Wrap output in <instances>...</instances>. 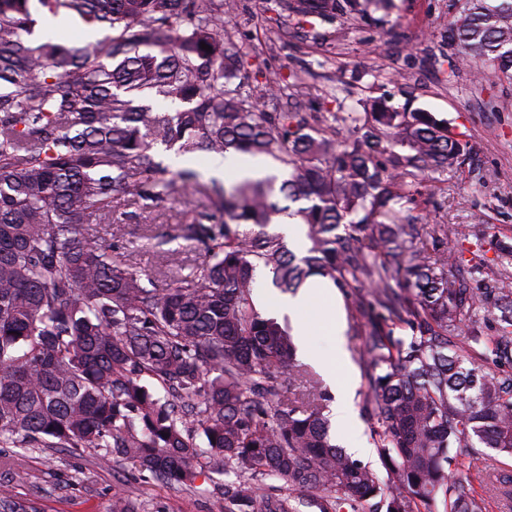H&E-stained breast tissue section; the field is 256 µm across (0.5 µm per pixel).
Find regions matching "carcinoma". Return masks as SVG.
I'll return each instance as SVG.
<instances>
[{
	"instance_id": "obj_1",
	"label": "carcinoma",
	"mask_w": 512,
	"mask_h": 512,
	"mask_svg": "<svg viewBox=\"0 0 512 512\" xmlns=\"http://www.w3.org/2000/svg\"><path fill=\"white\" fill-rule=\"evenodd\" d=\"M110 33L86 48L31 41V2ZM303 20H348L389 0H274ZM230 0H0V447L93 450L167 484L228 476L224 512H296L259 478L311 489L321 512H484L454 472L453 448L480 444L485 465L512 458V288L455 250L446 224H412L423 176L457 168L468 143L431 113L383 98L362 112L311 118L264 112L273 82L243 90L224 37ZM479 78L512 81V0H465L450 31ZM212 50L206 51L201 44ZM174 159L239 155L286 177L199 181ZM204 189L172 239L200 252L166 280L131 264L93 224L138 218L175 185ZM295 218L309 247L270 230ZM281 294L312 276L339 288L363 321L371 368L365 401L386 470L331 443L329 395L301 373L296 346L254 303L257 271ZM490 310L498 335L475 328ZM110 512H138L112 495Z\"/></svg>"
}]
</instances>
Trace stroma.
<instances>
[{
    "mask_svg": "<svg viewBox=\"0 0 512 512\" xmlns=\"http://www.w3.org/2000/svg\"><path fill=\"white\" fill-rule=\"evenodd\" d=\"M233 3L225 35L242 54L249 85L275 81L285 88L266 102L265 111L356 112L361 99L385 95L394 106L410 102L448 120L471 145V158L460 168L430 175L422 187L427 205L406 206L405 213L418 224L466 225V259L502 264L512 273V261L501 263L496 249L502 241L512 244V83L455 70L457 48L448 30L464 0H394L389 15L331 23L301 22L271 10L268 0ZM301 71L308 74L305 85L291 88L293 74ZM202 202L199 193L177 189L154 211L152 224H125L123 242L141 269L156 272L167 250L160 234L176 233ZM324 309L314 304L290 322L295 331L310 327L299 339L300 361L320 376L335 403L353 406L350 424L336 432L337 444L365 449L363 463L380 468L363 409L367 369L356 356L362 330L347 321L343 341H336L312 324ZM340 345L350 362L346 372L333 368ZM472 454L469 448L455 450L459 476L484 499L485 512H512V498L500 485L512 477V459L477 469ZM1 485L37 512H109L119 492L131 496L139 512H224L221 481L201 476L191 487L169 485L130 461L105 463L89 450L61 448L49 462L37 449L0 448Z\"/></svg>",
    "mask_w": 512,
    "mask_h": 512,
    "instance_id": "35a3bbf8",
    "label": "stroma"
}]
</instances>
